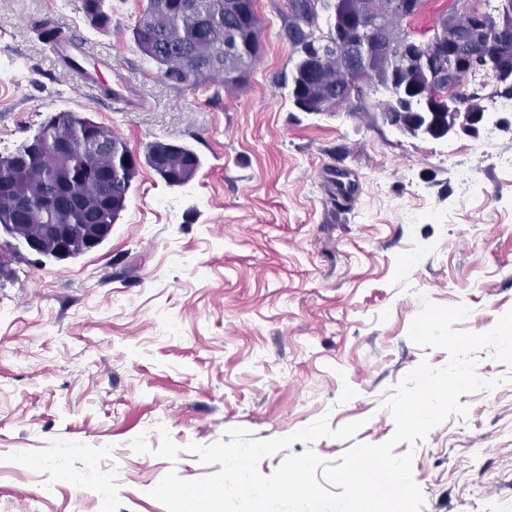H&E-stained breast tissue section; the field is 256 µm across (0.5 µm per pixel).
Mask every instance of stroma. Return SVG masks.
Masks as SVG:
<instances>
[{
  "mask_svg": "<svg viewBox=\"0 0 512 512\" xmlns=\"http://www.w3.org/2000/svg\"><path fill=\"white\" fill-rule=\"evenodd\" d=\"M146 0H108L92 29L81 0H0V153L68 110L102 123L139 158L109 238L78 258L22 250L0 277V512H165L148 495L169 470L218 472L186 452L242 427L284 437L327 417L363 426L312 445L330 465L353 443L388 440L383 400L421 362L448 355L408 337L423 301L465 305L462 329L485 332L512 309V112L434 139L383 127L377 114L296 111L281 81L291 47L288 0H255L262 53L246 87L175 86L131 31ZM89 38L135 87L116 112L59 77L31 23ZM201 160L171 187L143 163L154 141ZM169 203L156 208V199ZM459 401L418 444L421 512H512V384ZM176 462L130 442L162 432ZM85 494H77L75 475Z\"/></svg>",
  "mask_w": 512,
  "mask_h": 512,
  "instance_id": "35a3bbf8",
  "label": "stroma"
}]
</instances>
